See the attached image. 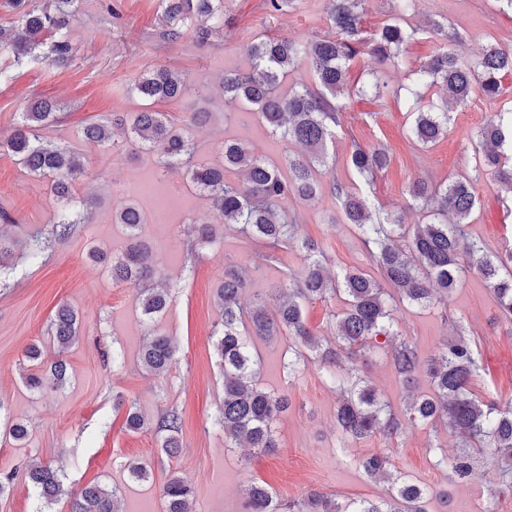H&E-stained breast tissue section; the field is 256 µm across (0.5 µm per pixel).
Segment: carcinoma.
<instances>
[{
  "mask_svg": "<svg viewBox=\"0 0 512 512\" xmlns=\"http://www.w3.org/2000/svg\"><path fill=\"white\" fill-rule=\"evenodd\" d=\"M365 0H325V14L336 36L310 38L298 42L286 37L261 36L248 41L243 52L248 61L244 70L224 74L218 94L224 111L254 118L280 137L285 144L280 162L258 155L248 144L224 140V164L194 163V147L186 130L204 128L210 113L189 104L181 123L165 112L153 109L157 102L202 98L203 84L189 75L165 66H153L135 79L127 94L142 101V108L130 114H112L104 122H93L81 129V136L105 151H127L115 142V131L129 132L132 150L154 156L165 170H186L189 183L211 203L224 226L240 224L248 235L273 244L293 240L296 218L288 215L286 203L293 196L311 200L327 190L338 199L344 223L352 225L369 248L370 260L380 272L375 277L362 268L348 269L331 277L324 267L319 247L302 243L304 263L297 271L285 269L273 307L265 299L254 298L251 307L241 305L246 280L236 265L224 266V280L216 292L222 312L221 334L216 351L224 370V400L216 427L224 438L270 452L278 447L274 425L288 410V397L275 395L258 383L262 360L252 352L250 338L268 342L283 333L293 340L292 356L283 359L288 377L299 373L301 362L317 364L336 385L339 402L336 427L342 436L354 441L376 435L386 440L401 436L420 423L448 428L459 443L460 452L450 465L452 475L463 480L475 465L491 458L500 485L512 489V402L499 403L481 398L471 389L476 366L473 339L458 335L446 341L437 356L421 364L414 344L396 339L393 307L396 301L410 306L448 308V296L463 275L476 270L491 289L500 315L512 320V250L488 253L483 245L467 236L465 224L476 208L477 199L467 175L440 184L418 179L407 188L410 206L425 212L426 221L405 224L392 215L372 218L358 185H346L328 177V144L336 139L345 100L356 92L360 96L381 97L388 91L381 66L398 58L401 46L413 39L416 30L407 29L401 16L410 8L409 0H395L398 18L383 25L371 37L364 36ZM82 0H42V6L28 0H13L15 20L12 32L0 31V54L15 60H43L66 70L76 58L69 32L81 13ZM161 34L157 47L192 35L203 48L216 32L224 30V0H158ZM360 54L376 59L380 68L357 89L350 87L352 62ZM308 67L315 86L289 84L290 74ZM512 74V47L490 44L474 60L444 50L420 63L415 71L417 87L440 85L446 98L442 106L428 111L410 112L409 134L414 143L428 145L447 135L448 101L465 105L478 91L488 99L504 93L503 79ZM60 107L43 99L28 106L0 148L17 165L37 180L50 185L60 208L50 218V237L34 239L29 253L41 259L51 241L63 242L74 225L87 220L85 203L75 198L72 185L88 176L82 155L44 141L37 131L58 120ZM512 143V107L494 113L473 139V169L483 171L512 190V157L505 153ZM347 164L365 184L387 169L390 155L384 148L355 146ZM227 170L242 174V180L225 179ZM113 223L122 225L130 240L126 250L112 257V280L140 286V306L144 320L153 322L167 307L164 290L148 288L158 268L149 248L139 240L145 215L136 204L123 205L113 214ZM195 245L220 243L213 225L197 229ZM386 281L385 289L381 281ZM340 296L344 308L329 313L333 339L318 337L307 326L306 304ZM80 318L69 305H61L50 325L58 352L67 350L78 333ZM391 343V364L404 384L411 385L420 370H425L432 392L411 396L402 414L381 400L374 387L359 377L357 370L342 365L340 353L357 356L382 347L378 338ZM176 348L166 336L153 337L142 349L141 361L150 371L161 374L175 361ZM126 428L137 432L146 419L135 406L126 415ZM181 415L169 411L159 421L165 432L161 441L167 455L180 448ZM371 479H390L385 499L342 503L331 495L314 493L304 499L283 502L266 486L253 483L247 493L246 512H427L428 493L419 485L392 478L394 466L384 453L359 460ZM26 476L47 503L61 497L70 499L69 512H118L119 489L105 484H90L78 491L65 487L58 470L50 465H32ZM195 496L192 485L174 474L163 486L165 512H192Z\"/></svg>",
  "mask_w": 512,
  "mask_h": 512,
  "instance_id": "cac0c4a2",
  "label": "carcinoma"
}]
</instances>
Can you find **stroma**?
I'll return each instance as SVG.
<instances>
[{"label":"stroma","mask_w":512,"mask_h":512,"mask_svg":"<svg viewBox=\"0 0 512 512\" xmlns=\"http://www.w3.org/2000/svg\"><path fill=\"white\" fill-rule=\"evenodd\" d=\"M263 4L224 0V34L203 50L188 35L157 48L156 0H83L82 16L71 31L77 56L69 69L60 71L41 61L17 66L0 56V68L12 70L10 80L0 81V140L11 133L31 101H56L63 114L43 135L85 158L89 176L73 190L93 200L86 223L57 244L45 262H30V238L45 228L55 201L46 183L30 177L0 151V210L15 219L8 231V269L0 271V476H14L10 492L0 496V512H68L67 500L47 504L38 497L25 475L33 462L59 469L69 486H117L119 512H165L161 489L173 474L193 484V512H243L246 489L253 482L285 502L313 491L348 502L379 499L387 484L369 479L355 459L381 451L388 453L403 479L430 491L429 512H473L479 506L512 512V490L498 485L492 466L477 469L464 484L450 482L448 469L437 466L438 454L457 453L455 437L444 428L419 425L391 441L342 440L336 428L337 393L318 365L307 363L293 379L283 372L282 355L291 344L285 336L273 347L257 338L252 341L262 358L261 386L289 400L276 424V451L253 454L225 441L214 424L224 395L215 350L221 323L215 291L225 265L242 266L249 287L241 299L246 306L253 294L279 283L283 268L298 269L302 253L292 245L279 250L278 261L266 262L269 247L237 226L225 228L221 245L189 253L190 222L218 221L208 200L186 183L182 172L160 175L152 155L103 152L85 141L80 130L110 113L136 111L139 103L128 97L126 88L148 64L190 72L214 89L226 71L245 67L242 48L253 37L301 41L330 32L324 0H295L292 8L274 15ZM430 19L445 25L447 37L418 34L386 68L389 94L374 100L352 97L328 147L336 155L334 176L347 185L355 180L347 165L353 145L387 149L391 164L375 176L367 195L377 212L402 216L408 224L423 218L419 210L404 208L409 183L424 178L436 184L471 170L473 135L494 112L512 106L510 76L497 100L476 95L466 105L450 107L446 137L425 149L412 143L406 105L412 70L445 44L464 57L490 44L512 46V10L502 0H414L405 21L421 27ZM206 109L212 114L211 125L191 133L196 162L220 163L227 139L245 141L273 159L281 156L282 143L261 123L225 121L216 97ZM104 170L113 177L112 185L99 180ZM473 187L477 206L467 233L489 252L512 248V192L483 175L474 178ZM128 200L136 201L146 215L140 236L156 257L161 283L168 290L166 311L151 325L141 319L137 287L113 281L106 265L89 258L94 248L111 256L125 250L126 234L113 223L112 214ZM288 208L299 216L298 239L314 241L331 272L369 268L368 251L354 227L343 223L334 196L292 198ZM63 303L78 312L80 331L61 355L46 329ZM395 317L396 331L415 345L424 361L435 357L454 332L473 337V391L512 402V322L502 319L477 273H469L453 290L447 310L401 304ZM157 335L170 337L177 347L175 362L161 375L148 372L140 359L143 346ZM32 344L43 351L42 368L65 358L63 386L39 392L24 384V375L32 371L24 352ZM116 353L121 356L117 362L112 359ZM354 366L397 412L405 408L407 391L431 390L422 372L412 388H405L384 348L357 357ZM132 406L147 420L135 433L125 427ZM171 409L182 417V448L174 457L162 450L158 430L160 417ZM16 422L28 430L24 441L9 435ZM132 462L148 466V480L131 479L127 466Z\"/></svg>","instance_id":"35a3bbf8"}]
</instances>
